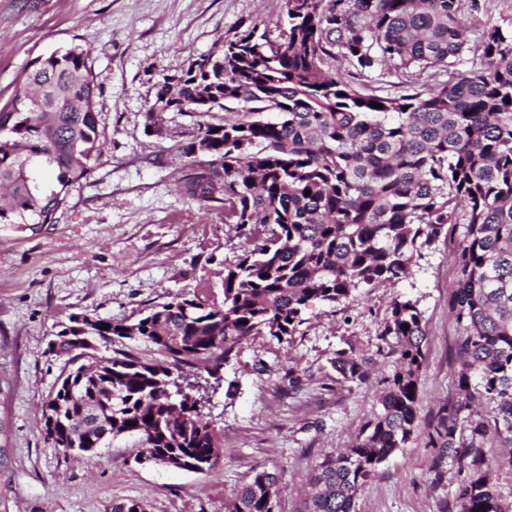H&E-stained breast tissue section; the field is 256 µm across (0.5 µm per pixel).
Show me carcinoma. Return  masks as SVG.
<instances>
[{"instance_id": "1", "label": "carcinoma", "mask_w": 512, "mask_h": 512, "mask_svg": "<svg viewBox=\"0 0 512 512\" xmlns=\"http://www.w3.org/2000/svg\"><path fill=\"white\" fill-rule=\"evenodd\" d=\"M479 9L480 0H284L279 38L250 25L157 83L148 126L164 125L170 112L253 103L235 123L199 126L182 146L193 195L223 197L225 223L237 225L247 248L224 275L221 305L181 295L130 323L97 319L88 335L110 347L103 361L82 362L58 334L49 350L66 362L45 404L57 447L67 452L76 441L97 453L105 440L89 438L90 411L106 440L142 438L148 464L214 469L220 440L198 398L174 394L185 367L201 364L213 376L250 336L283 342L310 302L336 305L406 277L461 222L449 307L464 331L465 360L457 398L441 408L429 444L465 473L458 512H512L473 447L491 433L512 447V18L486 24L474 48L463 17ZM465 63L471 70L458 72ZM433 69L449 80L417 85ZM366 74L379 83L369 92L357 82ZM392 76L400 92L378 94ZM96 89L78 46L24 70L21 92L0 107V224L56 221L101 156ZM425 339L417 302H395L381 340L395 344L401 368L359 442L313 472L315 492L297 512H353L378 466L405 446L416 428ZM130 344L159 358L143 360L126 351ZM368 364L350 343L332 361L350 381L363 379ZM476 394L493 404L490 414L465 413ZM280 485L279 474L256 472L231 512H275Z\"/></svg>"}]
</instances>
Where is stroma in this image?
I'll use <instances>...</instances> for the list:
<instances>
[{
  "instance_id": "obj_1",
  "label": "stroma",
  "mask_w": 512,
  "mask_h": 512,
  "mask_svg": "<svg viewBox=\"0 0 512 512\" xmlns=\"http://www.w3.org/2000/svg\"><path fill=\"white\" fill-rule=\"evenodd\" d=\"M253 23L278 36L283 0H0V106L19 92L33 59L82 46L103 141L57 223L35 232L0 224V512H113L129 500L145 512H228L237 488L261 470L282 476L276 512H296L319 463L355 444L380 409L400 361L377 346L398 299L417 301L426 323L418 426L354 512H457L460 473L438 461L427 436L456 397L461 362L462 330L448 308L454 239L426 249L405 279L358 289L333 307L311 304L288 341H243L201 409L220 437L212 471L137 464L134 437L87 456L46 436L44 401L65 364L47 346L72 315L131 321L177 295L223 303L224 275L246 240L225 223L223 203L186 193L181 148L200 123H235L243 106L169 113L160 136L146 132L144 112L163 77ZM348 343L376 358L366 380H346L332 366Z\"/></svg>"
}]
</instances>
